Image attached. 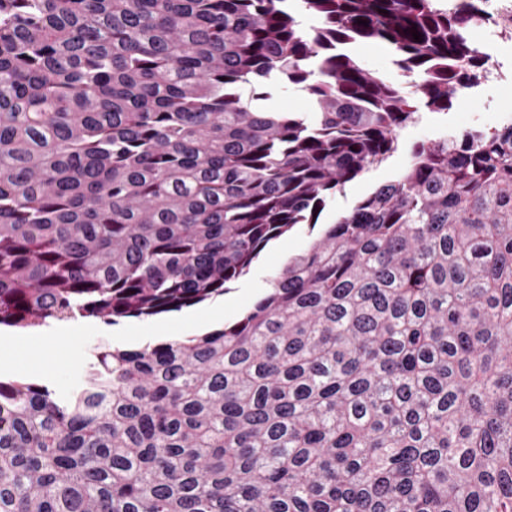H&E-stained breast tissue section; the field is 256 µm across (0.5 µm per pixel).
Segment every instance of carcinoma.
<instances>
[{
	"mask_svg": "<svg viewBox=\"0 0 512 512\" xmlns=\"http://www.w3.org/2000/svg\"><path fill=\"white\" fill-rule=\"evenodd\" d=\"M299 2L311 34L292 0H0V326L224 295L489 64L478 0ZM279 82L313 118L253 105ZM269 285L74 396L0 380V512H512V124L415 146ZM359 64L370 72L385 74V79L397 83L393 57L386 45L376 42H359L350 47ZM402 83V82H400Z\"/></svg>",
	"mask_w": 512,
	"mask_h": 512,
	"instance_id": "1",
	"label": "carcinoma"
}]
</instances>
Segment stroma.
I'll return each mask as SVG.
<instances>
[{
	"instance_id": "35a3bbf8",
	"label": "stroma",
	"mask_w": 512,
	"mask_h": 512,
	"mask_svg": "<svg viewBox=\"0 0 512 512\" xmlns=\"http://www.w3.org/2000/svg\"><path fill=\"white\" fill-rule=\"evenodd\" d=\"M473 38L484 44L494 61L499 63L502 80L479 88L472 101H458L449 112H421L416 123L400 130L399 149L391 158L348 184L344 193L327 199L319 217L320 223H333L339 214L351 210L363 195L393 180L405 168L416 145L436 140L449 131L460 132L475 125L486 129L494 127L497 112L512 110V49L487 41L480 29L474 32ZM314 237L309 225H298L274 241L250 272L232 284L223 296L178 312L143 319L141 325L145 332L135 339L120 336L117 325L99 319L91 321L79 316L68 320L63 330L57 322H48V329L56 333L54 345L35 344L16 354V375L44 384L58 396L65 397L85 381L100 343L133 349L159 339L184 338L201 330L221 328L249 309L256 290L268 288L273 272L289 256L306 250Z\"/></svg>"
}]
</instances>
